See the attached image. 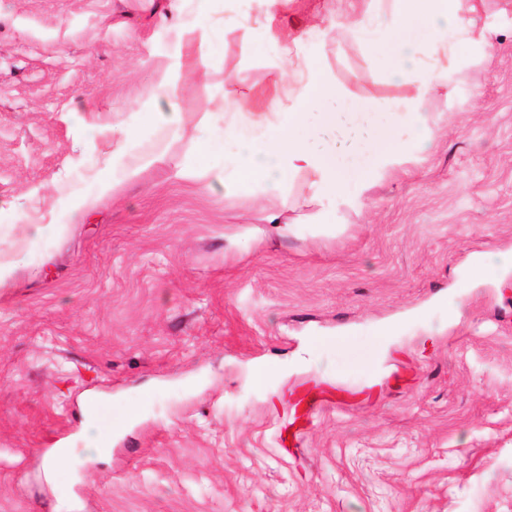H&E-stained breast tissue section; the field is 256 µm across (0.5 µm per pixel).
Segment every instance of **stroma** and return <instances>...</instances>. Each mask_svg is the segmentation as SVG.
I'll list each match as a JSON object with an SVG mask.
<instances>
[{
    "mask_svg": "<svg viewBox=\"0 0 512 512\" xmlns=\"http://www.w3.org/2000/svg\"><path fill=\"white\" fill-rule=\"evenodd\" d=\"M466 2L496 49L461 47L433 151L332 232L303 226L296 185L297 229L269 240L263 201L199 168L197 122L228 86L257 105L275 45L225 25L207 76L182 79L180 130L139 135L159 163L76 224L194 4L0 0V254L19 258L0 285V512H512V270L427 330L470 257L512 249V0ZM288 14L329 29L348 97L413 94L337 28L336 0ZM30 224L62 231L27 243ZM392 319L407 326L381 357ZM89 392L104 461L82 439ZM58 444L71 460L52 477Z\"/></svg>",
    "mask_w": 512,
    "mask_h": 512,
    "instance_id": "1",
    "label": "stroma"
}]
</instances>
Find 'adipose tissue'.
<instances>
[{"instance_id": "obj_1", "label": "adipose tissue", "mask_w": 512, "mask_h": 512, "mask_svg": "<svg viewBox=\"0 0 512 512\" xmlns=\"http://www.w3.org/2000/svg\"><path fill=\"white\" fill-rule=\"evenodd\" d=\"M217 0H196L197 21L183 29L173 63L153 92L154 101L173 103L183 65L206 76L211 50L220 36L213 20ZM263 23L266 39L279 47L282 59L300 54L305 61L287 88L264 99L259 110L245 108L235 91L225 90L229 111L223 127L204 126L200 151L228 195L243 189L266 200H286L296 181H304L307 202L315 208L309 225H319L336 203L362 208L371 189L383 178L406 169L435 146L440 123L431 97L447 86L459 64L457 48L474 45L493 51L476 7L462 0H354L339 13L338 23L364 40L381 72L392 82L414 86L412 96L373 105L344 101L330 71L318 59L321 42L302 39L284 8L288 0H267ZM147 115L134 112L112 148V167L103 171L95 195L117 194L151 168L155 157L135 151L132 139ZM512 268V252H489L467 266L456 295L448 300L449 323L463 315V298L471 283Z\"/></svg>"}]
</instances>
